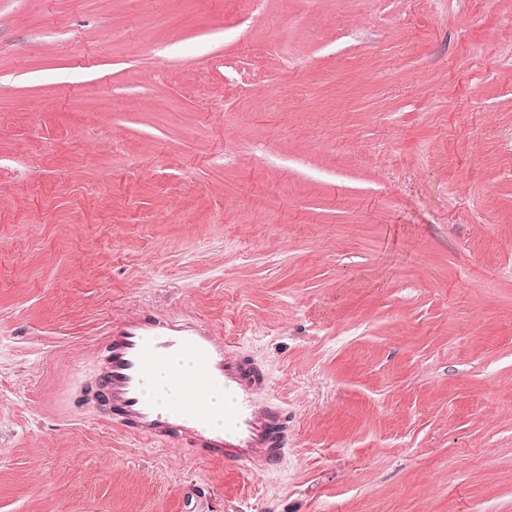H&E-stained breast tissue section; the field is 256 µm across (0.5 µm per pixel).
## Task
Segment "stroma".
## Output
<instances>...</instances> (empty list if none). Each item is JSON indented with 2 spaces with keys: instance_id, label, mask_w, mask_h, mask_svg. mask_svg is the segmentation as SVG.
<instances>
[{
  "instance_id": "obj_1",
  "label": "stroma",
  "mask_w": 512,
  "mask_h": 512,
  "mask_svg": "<svg viewBox=\"0 0 512 512\" xmlns=\"http://www.w3.org/2000/svg\"><path fill=\"white\" fill-rule=\"evenodd\" d=\"M133 310L277 468L112 422ZM0 512H512V0H0ZM182 352L198 358L199 375L198 362L190 355L161 364ZM153 368L155 395L162 402L172 400L197 411L216 426L225 418L224 431L212 429L203 417L178 406L151 401L147 392ZM100 376L112 415L134 438L185 444L217 463L246 465L261 460L274 467L285 453L287 415L269 393L262 372L217 341L200 320L129 312L108 331ZM198 376L203 384L192 385ZM204 384L224 388L232 395V405L224 411V391Z\"/></svg>"
}]
</instances>
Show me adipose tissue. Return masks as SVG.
Instances as JSON below:
<instances>
[{
  "instance_id": "obj_1",
  "label": "adipose tissue",
  "mask_w": 512,
  "mask_h": 512,
  "mask_svg": "<svg viewBox=\"0 0 512 512\" xmlns=\"http://www.w3.org/2000/svg\"><path fill=\"white\" fill-rule=\"evenodd\" d=\"M155 394L161 401H174L185 409L205 416L212 424L224 422L225 396L222 391L198 383V362L189 355L158 365L154 369Z\"/></svg>"
}]
</instances>
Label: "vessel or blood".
<instances>
[{
	"label": "vessel or blood",
	"instance_id": "b4317fda",
	"mask_svg": "<svg viewBox=\"0 0 512 512\" xmlns=\"http://www.w3.org/2000/svg\"><path fill=\"white\" fill-rule=\"evenodd\" d=\"M182 352L198 358L202 383L231 394L224 429H212L197 414L148 398L153 368ZM100 376L113 416L134 438L185 444L217 463L259 460L273 467L285 453L288 419L262 372L217 341L202 321L129 312L106 336Z\"/></svg>",
	"mask_w": 512,
	"mask_h": 512
}]
</instances>
